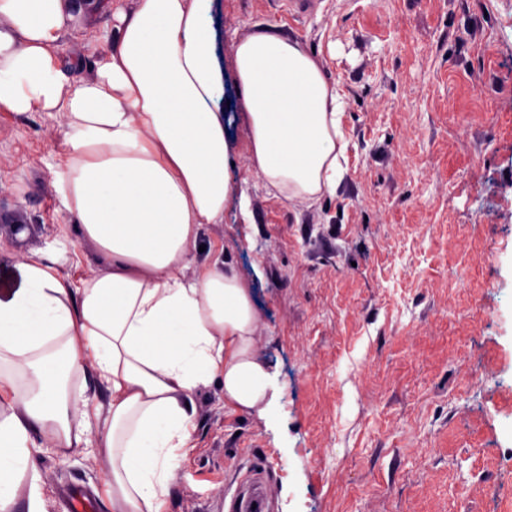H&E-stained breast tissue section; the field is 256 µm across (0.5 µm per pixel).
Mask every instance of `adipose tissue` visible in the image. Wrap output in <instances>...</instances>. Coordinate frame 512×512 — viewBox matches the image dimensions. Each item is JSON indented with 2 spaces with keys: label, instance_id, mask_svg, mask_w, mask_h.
Here are the masks:
<instances>
[{
  "label": "adipose tissue",
  "instance_id": "1",
  "mask_svg": "<svg viewBox=\"0 0 512 512\" xmlns=\"http://www.w3.org/2000/svg\"><path fill=\"white\" fill-rule=\"evenodd\" d=\"M213 0H136L95 77L62 94L54 47L63 0H0V110L58 112L71 147L59 175L68 212L98 251L78 288L34 256L0 292V512H43L34 454L95 447L112 512H168L197 429L198 393L223 385L236 410L265 413L271 367L251 294L223 262L197 263L203 225L232 192L224 74ZM252 162L298 203L334 193L346 149L342 96L316 58L271 32L235 48ZM93 367L109 400L97 428L72 377Z\"/></svg>",
  "mask_w": 512,
  "mask_h": 512
}]
</instances>
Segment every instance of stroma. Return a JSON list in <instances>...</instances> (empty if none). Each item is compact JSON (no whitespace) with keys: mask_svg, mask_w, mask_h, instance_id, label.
<instances>
[{"mask_svg":"<svg viewBox=\"0 0 512 512\" xmlns=\"http://www.w3.org/2000/svg\"><path fill=\"white\" fill-rule=\"evenodd\" d=\"M56 52L91 78L135 0H66ZM233 192L198 260L249 289L275 372L267 415L197 397L198 428L169 512H228L237 476L266 471L272 512H503L512 499V0H214ZM296 42L344 101L336 193L313 206L267 189L251 163L234 47ZM56 112L0 110V286L39 255L80 287L95 246L58 176ZM45 512L74 484L112 512L104 460L36 455Z\"/></svg>","mask_w":512,"mask_h":512,"instance_id":"35a3bbf8","label":"stroma"}]
</instances>
